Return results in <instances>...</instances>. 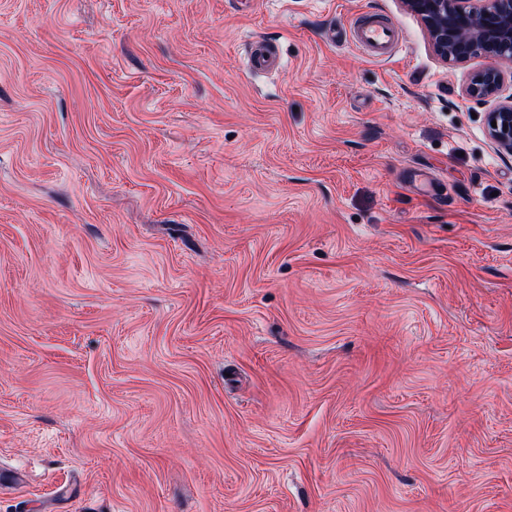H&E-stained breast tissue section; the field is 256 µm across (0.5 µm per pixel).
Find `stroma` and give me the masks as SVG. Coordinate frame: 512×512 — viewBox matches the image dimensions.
<instances>
[{"label":"stroma","instance_id":"obj_1","mask_svg":"<svg viewBox=\"0 0 512 512\" xmlns=\"http://www.w3.org/2000/svg\"><path fill=\"white\" fill-rule=\"evenodd\" d=\"M485 64L401 0H0V512H512ZM401 29L397 22L381 19L355 22L345 31V42L376 56H390L398 47ZM248 64L251 70L272 72L281 67L280 56L276 47L266 39L251 42ZM502 81L501 71L495 65H490L473 76L468 88L469 95L479 100L496 97Z\"/></svg>","mask_w":512,"mask_h":512}]
</instances>
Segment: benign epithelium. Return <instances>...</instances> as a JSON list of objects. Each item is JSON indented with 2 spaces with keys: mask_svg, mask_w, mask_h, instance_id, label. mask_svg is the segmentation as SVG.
Segmentation results:
<instances>
[{
  "mask_svg": "<svg viewBox=\"0 0 512 512\" xmlns=\"http://www.w3.org/2000/svg\"><path fill=\"white\" fill-rule=\"evenodd\" d=\"M426 25L435 53L444 61L474 56L512 60V0H401ZM503 77L494 65L475 74L468 88L473 98L498 95ZM495 149L512 154V96L488 114Z\"/></svg>",
  "mask_w": 512,
  "mask_h": 512,
  "instance_id": "1",
  "label": "benign epithelium"
}]
</instances>
